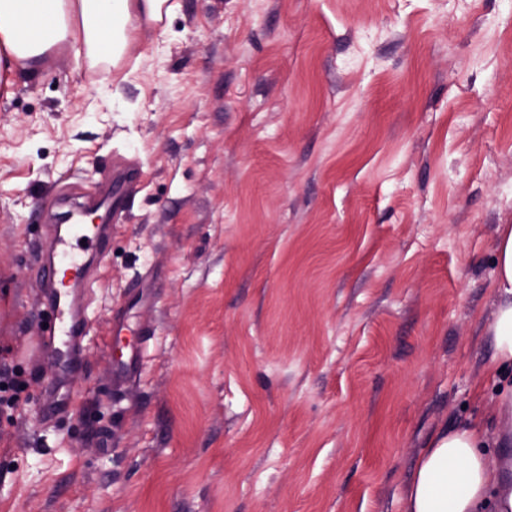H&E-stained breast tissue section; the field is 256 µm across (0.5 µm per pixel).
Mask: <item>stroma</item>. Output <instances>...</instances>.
<instances>
[{
    "instance_id": "obj_1",
    "label": "stroma",
    "mask_w": 512,
    "mask_h": 512,
    "mask_svg": "<svg viewBox=\"0 0 512 512\" xmlns=\"http://www.w3.org/2000/svg\"><path fill=\"white\" fill-rule=\"evenodd\" d=\"M169 2L118 64L55 50L0 97V363L25 384L0 512H405L428 441L498 413L512 0ZM122 163L83 405L45 423L32 246Z\"/></svg>"
}]
</instances>
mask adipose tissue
Instances as JSON below:
<instances>
[{"instance_id":"adipose-tissue-1","label":"adipose tissue","mask_w":512,"mask_h":512,"mask_svg":"<svg viewBox=\"0 0 512 512\" xmlns=\"http://www.w3.org/2000/svg\"><path fill=\"white\" fill-rule=\"evenodd\" d=\"M168 0H0V93L35 78L45 54L70 47L97 63L104 52L120 60L134 33L161 23ZM494 310L486 333L500 419L472 418L439 432L419 454L406 512H512V472L494 449L512 443V225L498 228Z\"/></svg>"}]
</instances>
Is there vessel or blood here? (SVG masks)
<instances>
[{
	"mask_svg": "<svg viewBox=\"0 0 512 512\" xmlns=\"http://www.w3.org/2000/svg\"><path fill=\"white\" fill-rule=\"evenodd\" d=\"M135 177V171H128L125 182H109L104 190L87 198L85 206L100 212V224L79 231L65 224L53 225L41 244L37 304L46 325L36 349L58 369L60 377L87 370L91 326L84 297L94 284V270L110 258L112 231L125 209L127 184ZM74 410L71 391L62 389L58 380L50 381L40 405L43 420Z\"/></svg>",
	"mask_w": 512,
	"mask_h": 512,
	"instance_id": "obj_1",
	"label": "vessel or blood"
}]
</instances>
